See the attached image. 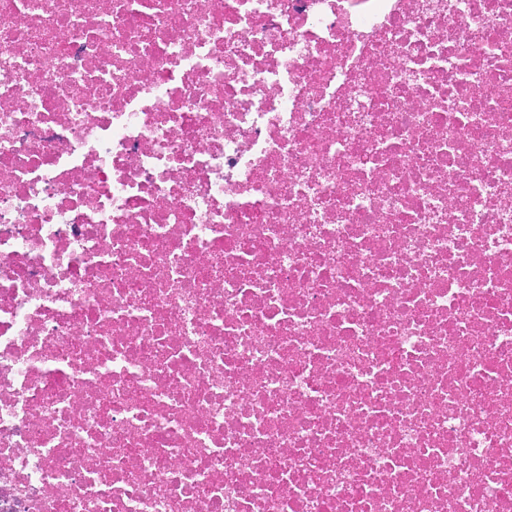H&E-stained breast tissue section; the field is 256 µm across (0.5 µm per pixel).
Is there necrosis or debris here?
<instances>
[{
  "mask_svg": "<svg viewBox=\"0 0 512 512\" xmlns=\"http://www.w3.org/2000/svg\"><path fill=\"white\" fill-rule=\"evenodd\" d=\"M0 512H512V0H0Z\"/></svg>",
  "mask_w": 512,
  "mask_h": 512,
  "instance_id": "1",
  "label": "necrosis or debris"
}]
</instances>
